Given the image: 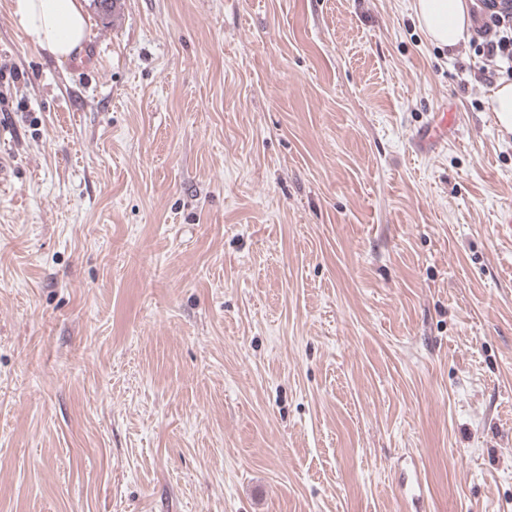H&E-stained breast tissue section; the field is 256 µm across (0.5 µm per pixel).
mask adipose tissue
<instances>
[{
  "label": "adipose tissue",
  "mask_w": 512,
  "mask_h": 512,
  "mask_svg": "<svg viewBox=\"0 0 512 512\" xmlns=\"http://www.w3.org/2000/svg\"><path fill=\"white\" fill-rule=\"evenodd\" d=\"M412 7L437 46L452 49L465 39L470 0H414ZM11 14L28 41L57 62L78 56L87 41L85 0H11Z\"/></svg>",
  "instance_id": "obj_1"
}]
</instances>
